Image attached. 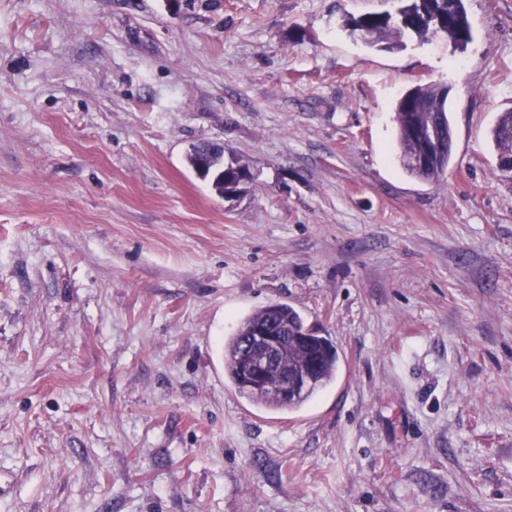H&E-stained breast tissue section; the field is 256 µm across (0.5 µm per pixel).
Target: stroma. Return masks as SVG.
<instances>
[{"label": "stroma", "instance_id": "obj_1", "mask_svg": "<svg viewBox=\"0 0 512 512\" xmlns=\"http://www.w3.org/2000/svg\"><path fill=\"white\" fill-rule=\"evenodd\" d=\"M396 6L0 0V512H512V0L461 50L344 25ZM434 83L425 181L393 116ZM276 302L339 357L290 413L224 376ZM395 123L397 130V148L402 166L411 174L424 180H437L444 176L454 156V139L448 117V87L438 84L417 85L407 90L396 102ZM441 117L433 121L421 132L424 140V153L414 158L420 148L415 137L416 128L421 126L430 117ZM442 124L445 137L439 150ZM434 164L420 175L410 166L425 168V164L435 152ZM492 139L498 151V160L506 156L510 159H504L501 165L506 169H512V112H503L499 116L496 124L491 131ZM499 164V168L505 171ZM188 166L197 174L205 169L204 178L208 180L212 191L223 198L225 194L242 193L247 184L244 181L247 167L237 162V167L226 166L223 146L211 142L193 144L186 154Z\"/></svg>", "mask_w": 512, "mask_h": 512}]
</instances>
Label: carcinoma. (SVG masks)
<instances>
[{
	"label": "carcinoma",
	"instance_id": "cac0c4a2",
	"mask_svg": "<svg viewBox=\"0 0 512 512\" xmlns=\"http://www.w3.org/2000/svg\"><path fill=\"white\" fill-rule=\"evenodd\" d=\"M395 13H369L351 18L347 26L351 31L370 32L374 46L388 43L392 49L401 44L407 35L421 40L444 37L455 48H463L472 39V30L464 21L467 17L464 0H398ZM442 118L445 137L434 164L423 171L425 180H437L444 176L454 156V139L448 117V87L438 84L417 85L407 90L396 102L395 123L397 130V148L402 166L411 174H417L410 161L420 148L415 137L416 128L431 117ZM492 139L498 151V157H512V112H503L491 131ZM188 166L194 171L205 170L212 191L219 197L226 194L242 193L247 167L244 164L228 166L224 162L223 146L211 142H198L191 146L186 154ZM268 321L275 323L288 344L280 353L283 367L297 368L306 361L309 354H315L318 362L314 373V383L304 396L280 400L264 392L245 389L240 382L238 368L239 356L245 336L251 328ZM338 371V356L335 346L324 336H316L307 328L303 318L292 307L282 304H270L259 308L247 316L236 332L224 341V375L235 391L254 406L270 411H294L300 409L319 391L329 386Z\"/></svg>",
	"mask_w": 512,
	"mask_h": 512
}]
</instances>
